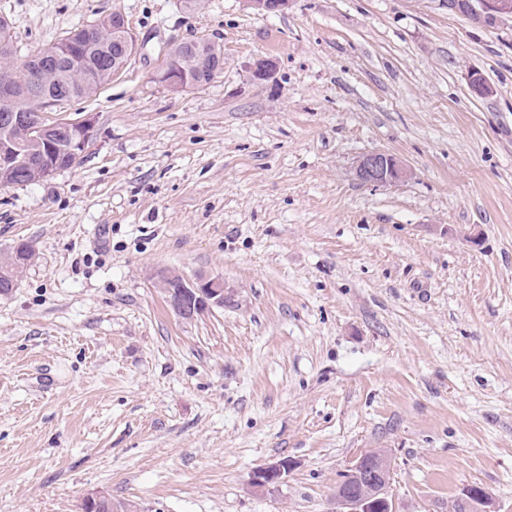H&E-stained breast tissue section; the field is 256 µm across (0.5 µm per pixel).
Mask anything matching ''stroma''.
<instances>
[{
  "mask_svg": "<svg viewBox=\"0 0 512 512\" xmlns=\"http://www.w3.org/2000/svg\"><path fill=\"white\" fill-rule=\"evenodd\" d=\"M121 10L143 42L96 94L82 163L0 188V512H336L361 451L396 512L464 486L512 512V17L441 0H0L16 61ZM224 48L170 92L166 46ZM277 63L253 84L259 57ZM493 89L476 96L472 76ZM409 170L372 186L354 167ZM167 268L223 279L178 317ZM287 458L272 489L251 475ZM355 174L364 183L386 185L402 181L408 176L409 171L397 157L373 153L361 157L356 162ZM34 249L31 245L20 244L3 259L0 258V283L12 281L10 284L0 285V293H10L17 288V284L25 270L31 262ZM15 281V282H13Z\"/></svg>",
  "mask_w": 512,
  "mask_h": 512,
  "instance_id": "stroma-1",
  "label": "stroma"
}]
</instances>
